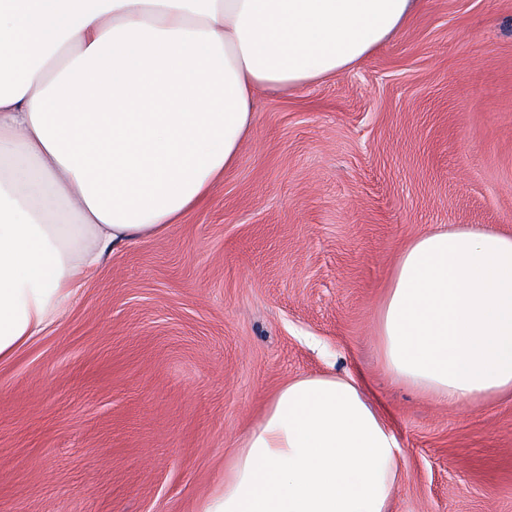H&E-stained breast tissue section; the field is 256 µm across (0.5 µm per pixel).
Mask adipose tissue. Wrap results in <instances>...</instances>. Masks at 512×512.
Instances as JSON below:
<instances>
[{
	"label": "adipose tissue",
	"mask_w": 512,
	"mask_h": 512,
	"mask_svg": "<svg viewBox=\"0 0 512 512\" xmlns=\"http://www.w3.org/2000/svg\"><path fill=\"white\" fill-rule=\"evenodd\" d=\"M419 0H0V360L118 247L166 234L233 168L258 91L355 66ZM382 364L451 405L512 392V234L399 256ZM399 445L358 376L279 389L201 512H389Z\"/></svg>",
	"instance_id": "1"
}]
</instances>
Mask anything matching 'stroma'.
I'll return each instance as SVG.
<instances>
[{"label": "stroma", "mask_w": 512, "mask_h": 512, "mask_svg": "<svg viewBox=\"0 0 512 512\" xmlns=\"http://www.w3.org/2000/svg\"><path fill=\"white\" fill-rule=\"evenodd\" d=\"M255 110L207 200L0 362V512H199L274 393L329 373L363 375L397 439L391 512H512V395L438 403L378 346L415 238L512 233V0H422Z\"/></svg>", "instance_id": "obj_1"}]
</instances>
